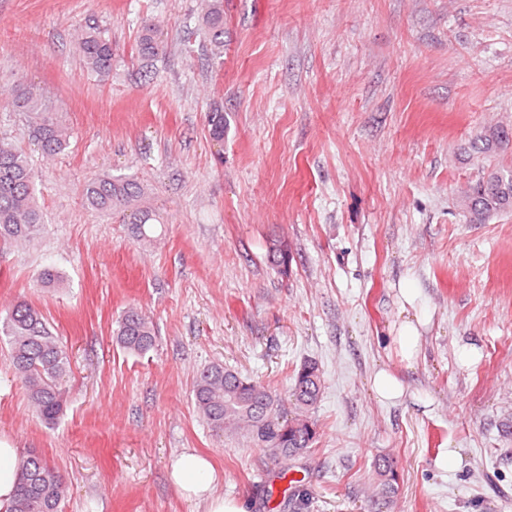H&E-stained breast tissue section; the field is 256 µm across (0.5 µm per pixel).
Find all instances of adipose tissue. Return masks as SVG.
<instances>
[{
	"instance_id": "adipose-tissue-1",
	"label": "adipose tissue",
	"mask_w": 512,
	"mask_h": 512,
	"mask_svg": "<svg viewBox=\"0 0 512 512\" xmlns=\"http://www.w3.org/2000/svg\"><path fill=\"white\" fill-rule=\"evenodd\" d=\"M169 477L182 496L201 504L204 512H245L241 502L218 493V473L201 455L180 454L171 464Z\"/></svg>"
}]
</instances>
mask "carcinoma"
<instances>
[{
	"instance_id": "cac0c4a2",
	"label": "carcinoma",
	"mask_w": 512,
	"mask_h": 512,
	"mask_svg": "<svg viewBox=\"0 0 512 512\" xmlns=\"http://www.w3.org/2000/svg\"><path fill=\"white\" fill-rule=\"evenodd\" d=\"M199 22L206 29L211 54L217 61L224 54V0H201ZM162 28L151 19L143 21L138 36L142 58L158 55ZM74 46L86 70L106 77L112 72V42L97 26L75 29ZM0 109L24 115L32 137L40 143L42 155L52 159L69 142L70 133L47 91L34 83L16 82L0 91ZM210 136L224 140V113L208 115ZM512 133L498 126L479 136L475 148L483 154L506 149ZM148 188L132 179L104 176L83 187L85 206L98 212L127 215L135 240L147 247L157 241V215L147 206ZM461 202L477 221L512 209V169H495L461 191ZM45 231L37 203L34 173L29 156L12 139L0 135V249L23 246ZM268 259L288 271V245L271 243ZM116 343L124 350L143 354L153 348V322L136 307L127 308L116 321ZM0 342L9 351L10 362L20 379L32 412L47 424L63 413L66 390L62 385L70 371L66 345L53 335L48 321L36 306L19 298L0 314ZM324 388L314 363L303 364L295 374L291 396L294 417L286 419L271 389L221 364L204 368L193 385L195 406L214 429L226 435H241L258 448H265L288 460L316 441L317 431L309 416ZM20 477L13 501L4 512H63L67 498L64 475L41 454L28 451L20 458ZM375 492L390 498L397 491V468L390 457L374 464Z\"/></svg>"
}]
</instances>
